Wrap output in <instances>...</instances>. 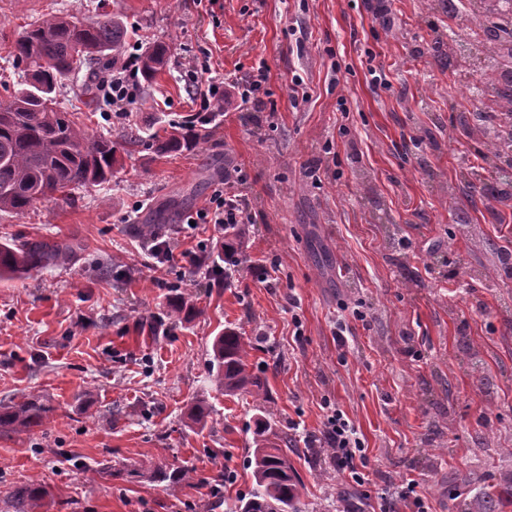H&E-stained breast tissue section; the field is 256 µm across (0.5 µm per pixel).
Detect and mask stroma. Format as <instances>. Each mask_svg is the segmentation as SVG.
<instances>
[{"instance_id":"obj_1","label":"stroma","mask_w":512,"mask_h":512,"mask_svg":"<svg viewBox=\"0 0 512 512\" xmlns=\"http://www.w3.org/2000/svg\"><path fill=\"white\" fill-rule=\"evenodd\" d=\"M41 0L28 12L0 0V99L25 87L13 45L29 23L120 15L129 37L102 71L137 49L170 46L130 115L90 105L88 70L59 96L91 134L116 140L102 186L0 212V238L73 239L71 261L0 280V404L40 395L52 411L31 431H0V498L35 480L44 512H229L252 487L257 417L295 438L304 512H416L396 489L415 481L429 512H458L449 484L492 488L512 512V207L457 185L477 162L456 126L466 90L430 52L463 18L428 0ZM340 74H333L332 64ZM269 68L258 100L232 99L197 125L199 145L161 153L151 135L201 110L197 86ZM381 72L374 83L372 72ZM300 75V89L291 78ZM139 127L142 142L120 139ZM246 201L247 260L225 285L183 261L157 268L143 224L182 200L178 249L214 256L211 224L188 228L215 189ZM395 225V241L385 226ZM194 317L166 314L173 289ZM240 329L269 400L229 396L210 381L212 342ZM482 366L471 370L467 354ZM205 404L207 423L190 413ZM364 443L367 480L312 465L328 408ZM195 471L167 489L149 463ZM141 474L126 479L132 469ZM232 480H225V472ZM223 481L212 496L209 483Z\"/></svg>"}]
</instances>
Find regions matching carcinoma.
Here are the masks:
<instances>
[{
  "label": "carcinoma",
  "instance_id": "obj_1",
  "mask_svg": "<svg viewBox=\"0 0 512 512\" xmlns=\"http://www.w3.org/2000/svg\"><path fill=\"white\" fill-rule=\"evenodd\" d=\"M469 21L486 31L480 47L483 65L479 83L470 82L473 48L469 38L458 36L451 41L436 38L431 44L435 59L453 70L466 83L471 95L478 94L481 84L495 90L494 98L512 114V41L500 36L503 27L512 26V10L490 0H464ZM128 35L117 15L105 13L91 25L66 17L53 16L29 24L16 41L14 57L32 69V82L8 100L0 101V211L24 214L42 199L59 195L67 199L76 190L102 185L112 178L117 157L114 142L104 135H90L74 120L70 112L49 108L47 100L56 89L67 83L72 74L86 66L94 67L109 52L116 51ZM169 47L158 43L139 57V72L150 84L164 65ZM199 117L187 120L154 134L163 151L190 149L197 144L195 132ZM461 131L484 144L496 142L494 151L479 150L491 165L495 181L504 187L500 201L512 200V131L469 122L466 113L457 118ZM458 180L479 194L486 191L483 173L478 168L459 171ZM234 225L224 226V275L238 266L243 244L231 233ZM74 245L46 240L0 241V279L13 277L69 260ZM170 316L187 320L195 309L180 295L169 298ZM250 339L234 329H226L212 343L210 379L218 391L233 394L246 390L268 398L261 379L250 370ZM51 411L39 396L29 395L20 403L0 411V430L29 429L39 426ZM255 443L250 492L230 508V512H302V483L288 459L293 439L272 431L268 421L255 422ZM154 479L174 488L194 478L188 467L170 470L159 464L149 465ZM47 495L46 488L31 482L17 486L0 500V512H36Z\"/></svg>",
  "mask_w": 512,
  "mask_h": 512
}]
</instances>
